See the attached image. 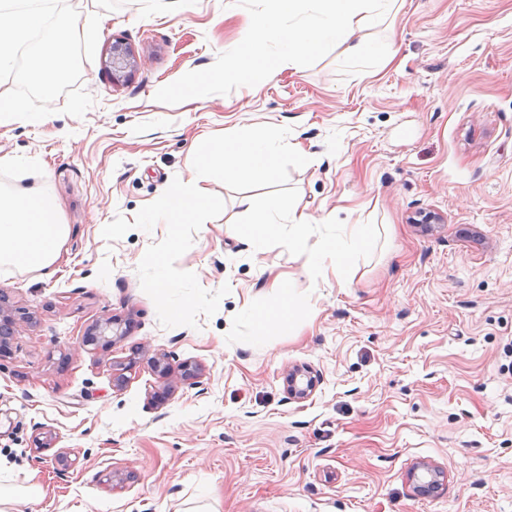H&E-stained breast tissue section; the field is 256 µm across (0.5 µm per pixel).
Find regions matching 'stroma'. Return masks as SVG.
Wrapping results in <instances>:
<instances>
[{
	"mask_svg": "<svg viewBox=\"0 0 512 512\" xmlns=\"http://www.w3.org/2000/svg\"><path fill=\"white\" fill-rule=\"evenodd\" d=\"M100 12L80 85L83 117L0 125V184L42 187L69 226L56 264L0 270L15 320L0 358V482L12 512H512V0H403L386 30L392 60L332 46L268 81L192 87L234 58L272 0H67ZM140 60L113 78L114 42ZM290 127L308 157L286 185L250 190L304 208V247L287 234L252 250L240 193L223 198L176 262L209 291L229 286L197 327H163L137 267L166 225L110 242L200 142L241 128ZM445 217L424 233L420 212ZM340 224L372 231L343 273L306 267ZM292 280L290 314L276 278ZM104 316L131 321L108 351L80 349ZM194 361L196 384L160 378L149 356ZM138 361L123 388L117 365ZM320 377L289 399L288 367ZM167 392L163 406L152 403ZM50 434L53 450L35 447ZM430 464L438 487L414 474ZM124 474L112 483V473Z\"/></svg>",
	"mask_w": 512,
	"mask_h": 512,
	"instance_id": "35a3bbf8",
	"label": "stroma"
}]
</instances>
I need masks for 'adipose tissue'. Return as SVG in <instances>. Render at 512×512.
<instances>
[{
    "mask_svg": "<svg viewBox=\"0 0 512 512\" xmlns=\"http://www.w3.org/2000/svg\"><path fill=\"white\" fill-rule=\"evenodd\" d=\"M397 0H279L281 9L249 19L240 43L238 65L219 72V79L243 82L255 74L270 78L297 67L305 55L332 45L344 46L348 58L360 60L374 51L361 37L363 29L377 27L392 13ZM254 216L250 238L260 248L265 236L288 232L301 241L310 224L299 207L282 208L273 199L245 198L240 202ZM51 198L37 192L0 185V266L28 271L52 267L67 237ZM365 224H340L336 235L308 259L310 269L332 264L344 268L367 243Z\"/></svg>",
    "mask_w": 512,
    "mask_h": 512,
    "instance_id": "obj_1",
    "label": "adipose tissue"
}]
</instances>
